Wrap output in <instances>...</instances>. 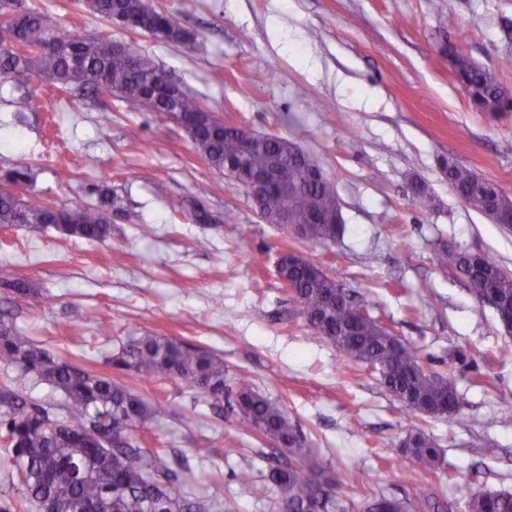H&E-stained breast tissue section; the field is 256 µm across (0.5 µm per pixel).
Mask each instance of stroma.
Here are the masks:
<instances>
[{"label":"stroma","mask_w":512,"mask_h":512,"mask_svg":"<svg viewBox=\"0 0 512 512\" xmlns=\"http://www.w3.org/2000/svg\"><path fill=\"white\" fill-rule=\"evenodd\" d=\"M23 3L57 30L137 45L209 110L293 140L335 184L346 231L322 245L264 223L169 113L65 98L35 74L0 78V171L29 165L20 194L71 208L109 188L123 207L101 241L50 226L0 228V309L22 335L99 371L131 337H173L286 407L337 478L359 473L367 490L414 497L426 478L397 446L421 424L445 454L431 479L441 498L512 492V424L497 419L512 395V333L434 253L440 245L487 253L512 271V229L469 207L439 164L452 159L512 196V118L477 110L441 54L455 44L512 88V0H198L190 14L181 0H151L195 34L191 45L126 31L80 0ZM64 164L67 181L57 177ZM418 184L432 209L415 206ZM192 203L208 223L185 214ZM285 250L322 264L436 370L454 372L459 416L420 420L378 373L313 336L280 288ZM13 279L28 281L33 296H10L4 283ZM455 350L476 370L450 362ZM112 377L166 401L169 416L138 435L208 512H276L266 474L298 460L247 431L232 399L213 401L178 379ZM488 437L496 456L482 453ZM244 468L247 485L237 478Z\"/></svg>","instance_id":"35a3bbf8"}]
</instances>
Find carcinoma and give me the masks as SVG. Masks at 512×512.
<instances>
[{"label":"carcinoma","mask_w":512,"mask_h":512,"mask_svg":"<svg viewBox=\"0 0 512 512\" xmlns=\"http://www.w3.org/2000/svg\"><path fill=\"white\" fill-rule=\"evenodd\" d=\"M143 0H93L87 8L108 20L117 15L143 13ZM22 12L19 27L0 30V77L36 73L68 95L109 94L121 100L130 112H170L194 115L203 106L177 84L166 99L154 89L166 75L147 56L128 43L114 50L109 36L83 37L53 30L35 8L19 10L15 0H0V17ZM152 37L187 44L195 35L184 29L168 11L155 10L147 18ZM458 81L465 86L472 104L488 113L512 108V90L501 85L486 69L455 48ZM89 76L82 85L73 83L76 69ZM196 151L208 164L224 171V165L240 157L257 172L273 161L288 169L294 197L284 205L280 193L270 191L262 209L274 214L288 207L291 224H307L315 215L341 214L335 185L328 179L313 180V158L280 147L266 134H253L246 148L236 137H224L222 126H200L188 132ZM448 183L478 212L494 206L501 224L512 226V197L496 191L472 170L446 164ZM30 178L23 162L0 175V182L13 188L0 191V227L25 224L31 228L53 227L65 238L102 240L110 215L118 210L112 191L104 190L96 205L73 208L47 207L45 202L24 198L16 188ZM345 232L344 224L312 226L315 243L333 242ZM440 266L460 273L473 297L480 301L493 295L499 305L512 306V275L492 257L443 247L437 251ZM282 279L294 283L291 295L299 307L304 326L319 339L336 347L347 361L361 363L379 373L385 388L411 413L427 418H453L461 412L460 395L452 375L434 369L428 358L399 339L374 317L368 307L358 313L359 303L337 284L322 265L295 256L284 263ZM106 365L134 372L153 380L181 379L203 396L220 401L232 394L242 424L273 442L288 444V453L301 460L300 467L273 466L266 479L280 492V512H347L338 497L340 483L325 474L323 458L307 448L301 429L279 403L257 392L245 376L231 379L224 374V360L193 349L177 340L143 334L106 360ZM0 367L16 369L23 378H34L60 393L61 412L27 400L9 386L0 388V431L12 448V476L22 486L23 499L3 503L0 512H205L192 493L173 487L172 471L155 448L143 447L135 438L139 428L158 421L168 412L160 400H152L112 379L107 373L89 370L69 360L54 357L32 339L19 333L12 321L0 316ZM400 452L425 474L442 467L437 442L422 427L409 431ZM359 512H453L455 504L441 500L433 491L413 499L391 500L367 493ZM460 512H512V493L479 491L466 498Z\"/></svg>","instance_id":"1"}]
</instances>
